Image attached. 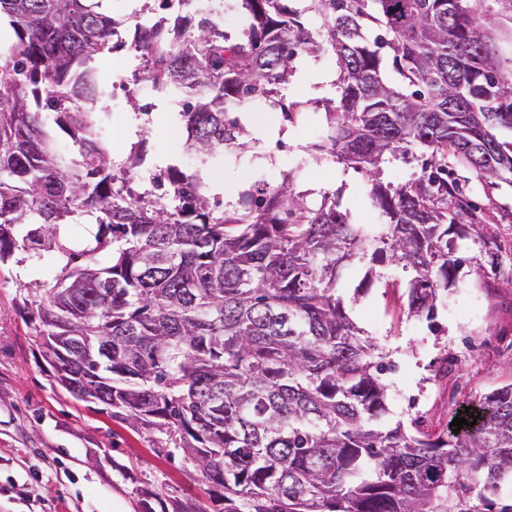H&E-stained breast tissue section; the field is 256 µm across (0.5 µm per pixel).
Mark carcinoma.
Masks as SVG:
<instances>
[{"instance_id":"cac0c4a2","label":"carcinoma","mask_w":512,"mask_h":512,"mask_svg":"<svg viewBox=\"0 0 512 512\" xmlns=\"http://www.w3.org/2000/svg\"><path fill=\"white\" fill-rule=\"evenodd\" d=\"M101 2L0 0L15 34L0 47V260L63 251L58 228L98 213L96 246L34 293L38 346L67 391L94 384L113 419L166 435V455L178 449L222 488L224 512H512L497 502L512 480V384L456 434L383 425L393 364L336 293L366 258L388 260L408 274L409 315L435 319L461 265L448 235L466 231L448 155L512 186V70L479 2L233 0L235 38L203 0H163L173 22L133 13L134 83L180 104L195 162L160 167L143 191L110 153V113L93 111L111 91L90 63L112 51L117 25ZM318 35L340 73L317 150L369 175L386 219L373 228L327 194L309 207L288 176L221 209L202 176L249 148L234 113L271 99L294 110L281 88ZM384 51L405 86L384 81ZM47 112L75 150L58 149ZM412 145L430 154L421 175L380 181L384 156L406 160ZM91 328L102 348L89 354L70 337ZM143 495L145 512H205L162 489Z\"/></svg>"}]
</instances>
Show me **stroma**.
<instances>
[{
  "instance_id": "obj_1",
  "label": "stroma",
  "mask_w": 512,
  "mask_h": 512,
  "mask_svg": "<svg viewBox=\"0 0 512 512\" xmlns=\"http://www.w3.org/2000/svg\"><path fill=\"white\" fill-rule=\"evenodd\" d=\"M137 64L126 48L93 62L114 87L110 149L123 161L139 153L131 175L135 187L144 188L158 165L175 159L190 171L194 164L181 117H161V99L147 87H132ZM338 74L334 55L321 48L298 60L284 90L287 102L303 104V111L287 117L271 103L254 105L288 136L256 138L244 153L206 172L222 185L216 200L236 204L253 181L275 186L288 175L308 191L310 207H319L329 191L352 222L381 223L367 175L327 156L315 158L311 149L320 139L325 104L337 95L332 79ZM138 104L149 114L135 112ZM448 178L474 210L461 223L475 229L454 241L461 265L434 322L409 315L406 277L393 263L377 264L378 276L369 281L366 265H359L340 288L351 319L390 354L392 419L421 416L433 433L468 403L512 384V187L478 179L453 158ZM64 262L54 251L20 249L0 262V512H143L140 488L160 485L218 512L211 486L191 463L158 453L162 434L116 421L101 405L55 383L26 302Z\"/></svg>"
}]
</instances>
